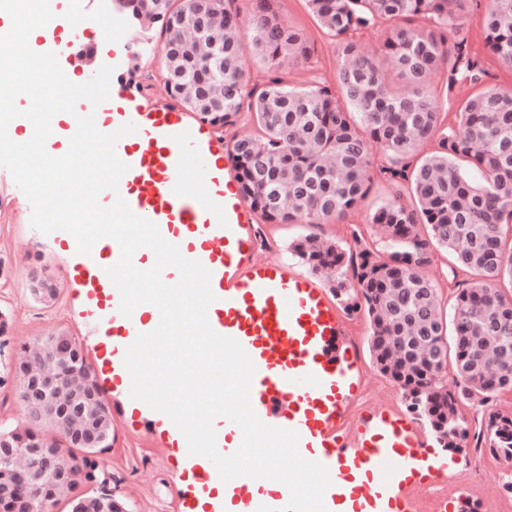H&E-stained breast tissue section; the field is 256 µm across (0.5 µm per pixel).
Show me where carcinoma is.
I'll list each match as a JSON object with an SVG mask.
<instances>
[{"label": "carcinoma", "mask_w": 512, "mask_h": 512, "mask_svg": "<svg viewBox=\"0 0 512 512\" xmlns=\"http://www.w3.org/2000/svg\"><path fill=\"white\" fill-rule=\"evenodd\" d=\"M310 13L336 39L337 89L325 84L297 88L278 75L284 64L303 66L311 42L285 26L276 0H119L128 17L160 24L172 95L211 124L224 127L245 110L256 134L229 146L241 192L261 218L274 224H321L343 217L364 197L372 177V147L396 167L392 179L409 182L410 200L398 196L379 205L370 223L384 230L383 250L364 247L359 235L341 248L308 235L295 251L323 275L344 309L364 307L372 327L369 351L377 370L401 390L409 412L438 445L454 452L487 444L491 454L512 460V416L483 411L478 427L461 415L465 399L490 404L512 391V86L467 89L483 81L481 58L461 34L468 0H306ZM251 16V38L240 35L242 10ZM394 22L381 53L370 55L349 34ZM196 34L190 43L186 31ZM485 48L512 67V0H487ZM274 73L251 86L250 60ZM446 75L441 89L431 83ZM460 97L455 122L440 98ZM439 150L412 170L397 167L429 140ZM425 225L428 234L419 227ZM435 247L454 257L451 273L467 270L477 280L459 289L452 322L440 307L438 288L420 269ZM353 272L354 287L347 285ZM452 334H447V330ZM78 347L66 332L45 337L40 357L50 361L59 346ZM453 365L458 389L439 377ZM63 375L76 386L78 423L94 428L106 404L90 366L69 359ZM23 430L1 431L12 448L35 442L48 456L70 464L84 484L87 512H98L101 486L94 455L111 447V429L89 450L65 437L68 449L49 436L61 428L53 389L21 379ZM28 498L32 512H51L57 500L14 479L0 461V482Z\"/></svg>", "instance_id": "carcinoma-1"}]
</instances>
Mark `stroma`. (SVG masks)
Listing matches in <instances>:
<instances>
[{
    "label": "stroma",
    "instance_id": "stroma-1",
    "mask_svg": "<svg viewBox=\"0 0 512 512\" xmlns=\"http://www.w3.org/2000/svg\"><path fill=\"white\" fill-rule=\"evenodd\" d=\"M487 0H469L461 18V28L470 47L478 51L488 86L512 85V68L495 56L484 52V16ZM282 22L290 27L305 29L314 42V52L308 68H296L289 74L296 86H304L310 79L326 85H335L338 56L336 42L317 26L305 0H279ZM112 23L124 33L125 40H139L142 51L129 59L142 89L149 95L163 98L167 92V71L162 52L164 36L159 27L147 31L136 30L133 21L120 13H113ZM376 172L368 184L362 201L345 216L323 224H268L257 221L260 253L264 259L293 257V246L307 235H316L339 246L351 243L353 235L374 248H381L380 234L369 222L372 211L381 202L395 195L407 194L408 183L393 180L382 172L390 161L382 150L373 155ZM53 235H40L32 225L23 221L22 214L9 206L0 205V257L7 263V272L0 276V318L8 323L5 337L0 338V429L24 425L26 416L16 396L18 380L11 369L25 357V349L41 337L55 331H64L76 337L97 382L105 390L108 404L121 400L123 392L112 386V358L100 340L99 332H81V313L84 309V291L64 277L60 269L70 256L54 245ZM451 258L448 251L435 249L433 261L423 274L435 281L445 310H452L456 287H467L474 280L468 272H458L454 281L445 274ZM56 291L53 300H40L33 289ZM348 324L356 336L365 374L364 398L405 410L400 389L383 377L374 367L368 347L370 323L365 311L347 314ZM136 414L113 419L115 439L109 450L99 453L101 469L112 476V494L118 498L125 512H182L183 504L173 488L186 474L169 435L162 431H147L139 425ZM508 463L487 452L457 455L455 480L441 489L448 499V512H460L462 497H470L479 505V512H512V495L502 493Z\"/></svg>",
    "mask_w": 512,
    "mask_h": 512
}]
</instances>
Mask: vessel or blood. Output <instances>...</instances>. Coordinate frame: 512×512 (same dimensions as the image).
<instances>
[{"label": "vessel or blood", "mask_w": 512, "mask_h": 512, "mask_svg": "<svg viewBox=\"0 0 512 512\" xmlns=\"http://www.w3.org/2000/svg\"><path fill=\"white\" fill-rule=\"evenodd\" d=\"M47 49L61 68L80 61L83 81L100 69L94 43L76 37L51 41ZM117 85L119 102L113 111L96 113L95 124L105 134L128 123L136 131L118 140L116 154L127 170L117 191H104L100 199L123 198L185 259L209 272L215 300L208 322L252 360L250 400L258 418L296 431L300 455L328 468L327 512H447L444 499L419 496L420 488L444 484L450 474L421 428L386 404L357 407L365 384L358 342L324 282L290 260L260 256L254 213L239 193L223 136L184 106L145 97L131 70H118ZM51 130L47 148L66 153L77 121L57 114ZM120 254L117 242L96 246L62 273L80 277L102 302L103 321L115 338L112 376L127 387L126 351L158 326L160 312L142 304L131 316L121 313L120 293L107 274ZM220 424L216 447L229 456L243 432L228 419ZM187 463L195 478L187 512H258L263 506L283 512L290 502L282 482L239 476L225 483L208 458L191 455Z\"/></svg>", "instance_id": "vessel-or-blood-1"}]
</instances>
